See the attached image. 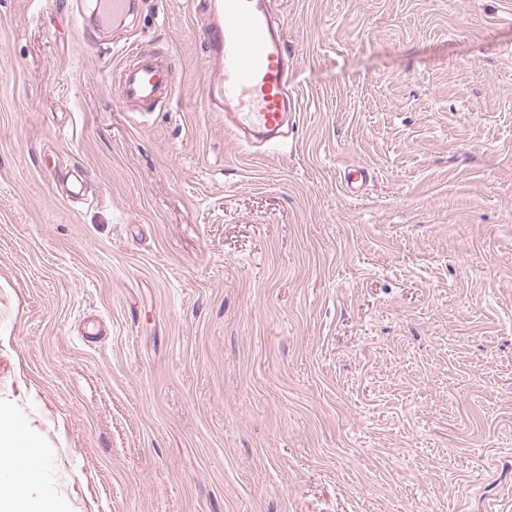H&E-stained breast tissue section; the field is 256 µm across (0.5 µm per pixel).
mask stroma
<instances>
[{
    "instance_id": "35a3bbf8",
    "label": "stroma",
    "mask_w": 512,
    "mask_h": 512,
    "mask_svg": "<svg viewBox=\"0 0 512 512\" xmlns=\"http://www.w3.org/2000/svg\"><path fill=\"white\" fill-rule=\"evenodd\" d=\"M199 2L81 39L76 0H0V397L47 480L70 512H512V0H270L301 109L252 150L205 109ZM132 42L177 98L119 107Z\"/></svg>"
}]
</instances>
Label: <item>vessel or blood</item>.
<instances>
[{
	"label": "vessel or blood",
	"instance_id": "vessel-or-blood-1",
	"mask_svg": "<svg viewBox=\"0 0 512 512\" xmlns=\"http://www.w3.org/2000/svg\"><path fill=\"white\" fill-rule=\"evenodd\" d=\"M209 15L204 29L207 59L214 67L211 101L224 107V129L241 145L279 137L294 107L288 94V40L266 7V0H203ZM130 0H97L100 25L120 26ZM178 91L168 62L154 51L123 52L117 97L123 108L157 106Z\"/></svg>",
	"mask_w": 512,
	"mask_h": 512
}]
</instances>
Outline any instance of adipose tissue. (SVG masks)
Masks as SVG:
<instances>
[{"label": "adipose tissue", "mask_w": 512, "mask_h": 512, "mask_svg": "<svg viewBox=\"0 0 512 512\" xmlns=\"http://www.w3.org/2000/svg\"><path fill=\"white\" fill-rule=\"evenodd\" d=\"M48 463L31 420L0 401V512H69L67 501L44 485Z\"/></svg>", "instance_id": "1"}]
</instances>
